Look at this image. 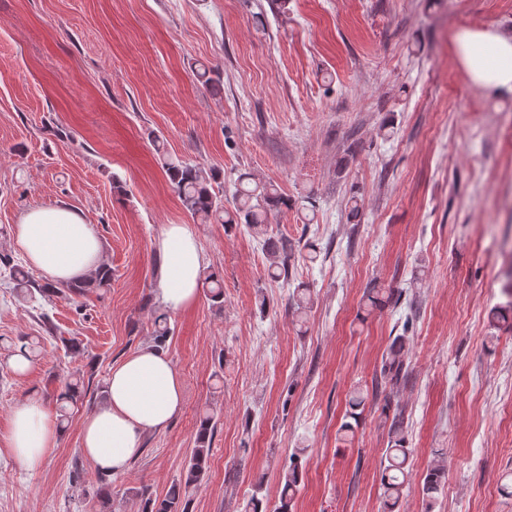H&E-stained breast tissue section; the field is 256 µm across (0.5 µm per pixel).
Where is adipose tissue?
Instances as JSON below:
<instances>
[{"instance_id":"ef3b65f1","label":"adipose tissue","mask_w":512,"mask_h":512,"mask_svg":"<svg viewBox=\"0 0 512 512\" xmlns=\"http://www.w3.org/2000/svg\"><path fill=\"white\" fill-rule=\"evenodd\" d=\"M456 60L471 83L489 96L512 94V34L463 27L450 36ZM13 242L29 266L57 283L77 281L102 262V241L83 213L58 202L30 207L13 228ZM166 265L158 294L164 307L180 310L196 303L204 256L182 224L167 225L159 241ZM183 405L181 379L157 347L148 345L113 366L105 400L81 427V449L100 471L123 473L140 455L145 436L167 427ZM56 418L39 399L13 409L10 429L0 443L27 470L41 467L57 445Z\"/></svg>"}]
</instances>
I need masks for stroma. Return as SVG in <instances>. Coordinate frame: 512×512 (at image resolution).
Here are the masks:
<instances>
[{
	"instance_id": "obj_1",
	"label": "stroma",
	"mask_w": 512,
	"mask_h": 512,
	"mask_svg": "<svg viewBox=\"0 0 512 512\" xmlns=\"http://www.w3.org/2000/svg\"><path fill=\"white\" fill-rule=\"evenodd\" d=\"M463 26L512 33V0H0V253L14 254L29 207L62 202L93 224L112 268L109 287L25 301L0 269V338L42 347L22 374L0 348V441L20 401L53 410L73 373L89 385L39 470L0 457V512H141L137 489L161 497L181 477L206 411L212 451L188 512H245L253 497L278 512L300 448L292 512H383L397 421L400 512H512V326L491 320L512 264V95L470 83L449 46ZM154 133L220 173L225 197L242 173L274 184L291 206L273 228L314 243L316 261L295 254L288 281L268 279L244 225L183 208ZM169 224L196 237L224 303L204 294L168 313L182 409L109 476L105 505L81 423L112 367L154 342ZM301 283L313 297L302 324ZM395 348L405 377L391 384L381 367ZM356 387L368 399L355 414ZM390 448H387L389 453V464L386 466V472H398L392 475H385L383 482V497L385 511H394V508L399 504L403 497L405 487L406 474L404 464L407 458L406 439L401 423H394L391 437L389 440ZM303 449H299L298 453H294L288 466L284 467L281 476L283 483L282 498L280 512H288V506L298 491L301 479L302 463L299 460Z\"/></svg>"
}]
</instances>
